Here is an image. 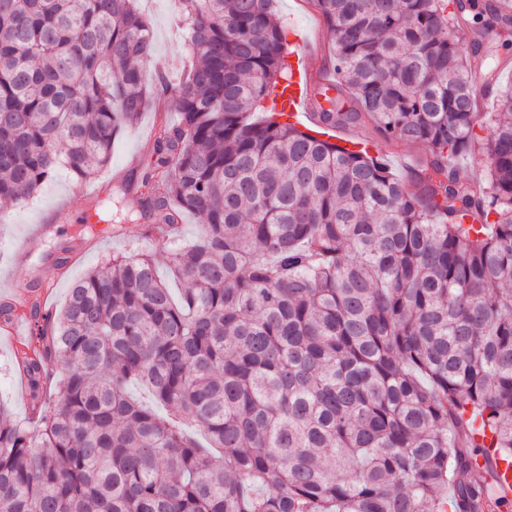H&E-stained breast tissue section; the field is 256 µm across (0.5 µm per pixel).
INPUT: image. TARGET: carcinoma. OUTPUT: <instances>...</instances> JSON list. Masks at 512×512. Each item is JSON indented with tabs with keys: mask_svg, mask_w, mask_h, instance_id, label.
I'll use <instances>...</instances> for the list:
<instances>
[{
	"mask_svg": "<svg viewBox=\"0 0 512 512\" xmlns=\"http://www.w3.org/2000/svg\"><path fill=\"white\" fill-rule=\"evenodd\" d=\"M314 2L336 95L314 93L302 130L272 97L273 0H178L196 48L179 121L154 130L135 217L106 183L88 201L105 227L76 236L172 237L187 214L203 234L169 252L177 301L151 258L117 254L57 313L32 305L38 416L0 406V512H512L481 468L512 459V84L487 70L496 109L478 112L471 72L512 48V7ZM153 60L138 0H0V201L105 169L157 103ZM351 126L425 157L405 182L325 138Z\"/></svg>",
	"mask_w": 512,
	"mask_h": 512,
	"instance_id": "1",
	"label": "carcinoma"
}]
</instances>
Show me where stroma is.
<instances>
[{"instance_id": "35a3bbf8", "label": "stroma", "mask_w": 512, "mask_h": 512, "mask_svg": "<svg viewBox=\"0 0 512 512\" xmlns=\"http://www.w3.org/2000/svg\"><path fill=\"white\" fill-rule=\"evenodd\" d=\"M140 4L151 20L156 48L148 79L158 84L166 78L179 84L191 56L175 22V0H140ZM275 8L288 43H309L313 48L310 67L318 75H331L326 54L329 32L316 8L309 0H275ZM156 119V112L147 110L134 127L118 134L112 144L110 165L94 177L80 182L62 169L33 199L18 205L0 203V302L14 299L22 285L38 280L49 284L46 302L50 310H58L72 283L115 252L151 255L160 276H167L169 241L132 232L81 240L75 237L88 195L102 181L117 177L136 184L142 167L151 159ZM334 141L341 145L349 141L365 143L371 154L385 155L392 171L403 178L411 175L425 154L423 146L384 140L368 127L335 131ZM69 245L76 248L75 261L56 266L53 253ZM18 352L6 323L0 320V405L24 424L29 419L28 396L16 372Z\"/></svg>"}]
</instances>
